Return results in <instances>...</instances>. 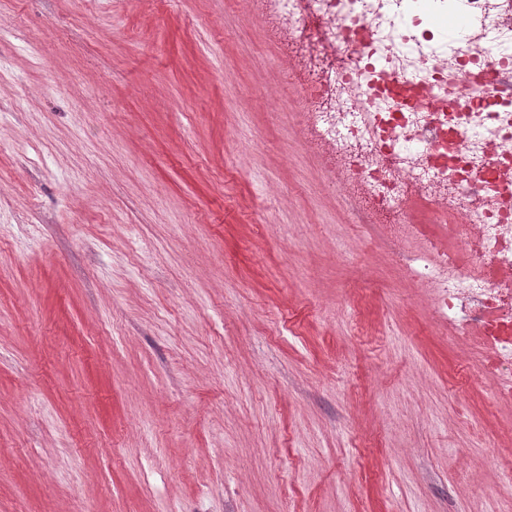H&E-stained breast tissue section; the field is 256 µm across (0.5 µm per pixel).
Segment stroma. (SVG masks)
Instances as JSON below:
<instances>
[{
	"mask_svg": "<svg viewBox=\"0 0 512 512\" xmlns=\"http://www.w3.org/2000/svg\"><path fill=\"white\" fill-rule=\"evenodd\" d=\"M248 0H0V512H512L475 254L333 179Z\"/></svg>",
	"mask_w": 512,
	"mask_h": 512,
	"instance_id": "1",
	"label": "stroma"
}]
</instances>
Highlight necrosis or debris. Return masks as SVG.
Segmentation results:
<instances>
[{"mask_svg":"<svg viewBox=\"0 0 512 512\" xmlns=\"http://www.w3.org/2000/svg\"><path fill=\"white\" fill-rule=\"evenodd\" d=\"M328 162L400 222L417 196L454 215L479 262L439 254L448 309L512 306V0H255ZM464 37L440 46L442 21Z\"/></svg>","mask_w":512,"mask_h":512,"instance_id":"obj_1","label":"necrosis or debris"}]
</instances>
